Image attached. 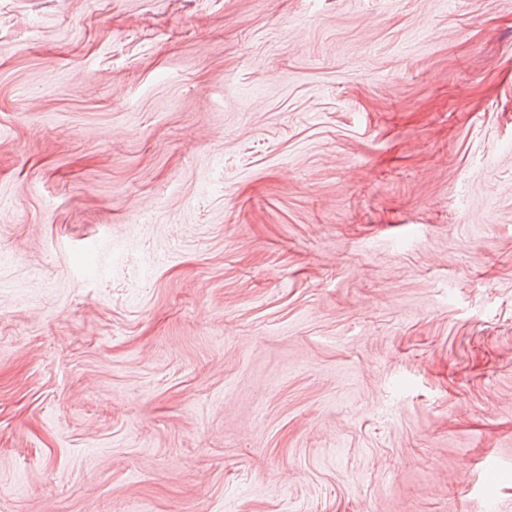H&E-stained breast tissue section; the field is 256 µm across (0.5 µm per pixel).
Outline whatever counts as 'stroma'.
<instances>
[{"mask_svg":"<svg viewBox=\"0 0 512 512\" xmlns=\"http://www.w3.org/2000/svg\"><path fill=\"white\" fill-rule=\"evenodd\" d=\"M0 512H512V0H0Z\"/></svg>","mask_w":512,"mask_h":512,"instance_id":"obj_1","label":"stroma"}]
</instances>
